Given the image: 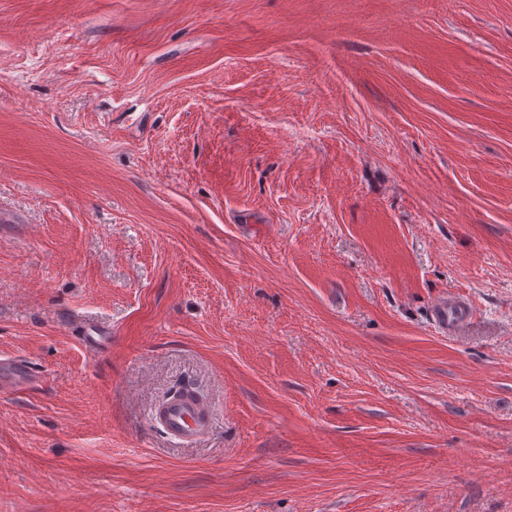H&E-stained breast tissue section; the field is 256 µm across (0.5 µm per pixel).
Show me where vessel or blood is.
Listing matches in <instances>:
<instances>
[{
    "label": "vessel or blood",
    "mask_w": 512,
    "mask_h": 512,
    "mask_svg": "<svg viewBox=\"0 0 512 512\" xmlns=\"http://www.w3.org/2000/svg\"><path fill=\"white\" fill-rule=\"evenodd\" d=\"M469 316L467 305L460 301L437 300L433 305L432 319L442 333L455 332L463 326ZM32 380L30 370L23 361L0 360V391L18 390ZM155 422L160 424L173 439L183 444L197 441L211 426L213 412L191 393L172 399L154 407L151 412Z\"/></svg>",
    "instance_id": "1"
}]
</instances>
